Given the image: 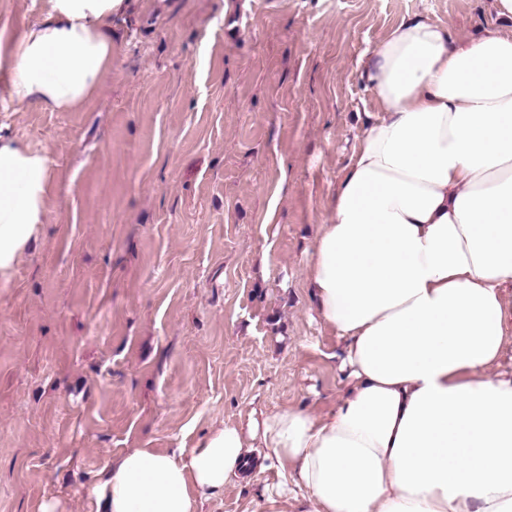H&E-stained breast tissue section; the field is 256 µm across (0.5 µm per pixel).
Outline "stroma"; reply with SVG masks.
Instances as JSON below:
<instances>
[{"instance_id":"1","label":"stroma","mask_w":512,"mask_h":512,"mask_svg":"<svg viewBox=\"0 0 512 512\" xmlns=\"http://www.w3.org/2000/svg\"><path fill=\"white\" fill-rule=\"evenodd\" d=\"M490 0H130L84 106L0 109L50 160L43 222L0 276V512H95L131 448H193L251 409L336 400L341 342L307 254L367 117L369 50ZM276 471L203 512H267Z\"/></svg>"}]
</instances>
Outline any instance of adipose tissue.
<instances>
[{
	"instance_id": "obj_1",
	"label": "adipose tissue",
	"mask_w": 512,
	"mask_h": 512,
	"mask_svg": "<svg viewBox=\"0 0 512 512\" xmlns=\"http://www.w3.org/2000/svg\"><path fill=\"white\" fill-rule=\"evenodd\" d=\"M48 3L21 33L0 29V73L10 101L73 110L111 68L129 0ZM492 10L475 38L403 20L362 70L379 112L307 261L317 316L344 343L335 404L255 408L188 450L129 449L97 512H202L272 467V512H512V0ZM48 167L0 135V275L42 222Z\"/></svg>"
}]
</instances>
